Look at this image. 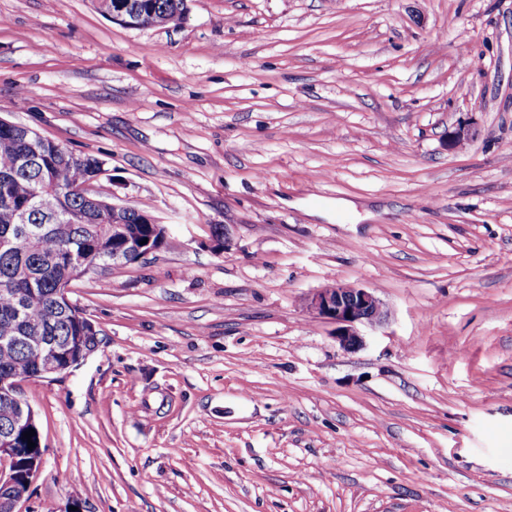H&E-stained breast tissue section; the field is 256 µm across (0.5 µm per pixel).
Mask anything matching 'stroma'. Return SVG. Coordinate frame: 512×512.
<instances>
[{
	"mask_svg": "<svg viewBox=\"0 0 512 512\" xmlns=\"http://www.w3.org/2000/svg\"><path fill=\"white\" fill-rule=\"evenodd\" d=\"M187 5L0 0V118L167 230L76 282L98 350L22 383L24 512H512V0ZM332 283L388 312L356 350ZM98 0L96 5L97 10L104 16H110L113 20H118L123 24L130 27H143L154 25H166L175 15H183L187 12V0H131L132 10L138 14L144 13L150 23L143 21V18H137L133 14L132 20L129 19L130 4L126 0ZM106 2L112 3L109 13L105 14L108 10ZM326 286L308 299L312 314L335 325V337L345 350L362 344L360 325H378L386 320L387 312L381 301L370 291L353 284Z\"/></svg>",
	"mask_w": 512,
	"mask_h": 512,
	"instance_id": "stroma-1",
	"label": "stroma"
}]
</instances>
